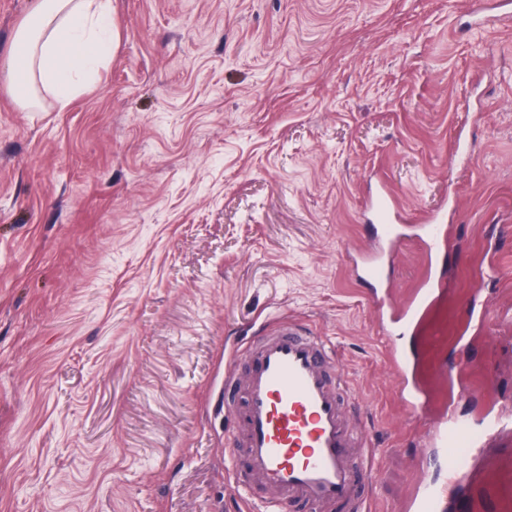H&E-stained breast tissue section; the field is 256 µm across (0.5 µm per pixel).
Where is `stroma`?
<instances>
[{
    "label": "stroma",
    "instance_id": "obj_1",
    "mask_svg": "<svg viewBox=\"0 0 512 512\" xmlns=\"http://www.w3.org/2000/svg\"><path fill=\"white\" fill-rule=\"evenodd\" d=\"M112 2L87 87L26 110L5 65L32 0H0V512H245L226 362L285 319L334 353L377 449L371 512H398L444 476L421 420L512 414V20L473 28L467 0ZM379 180L411 218L387 301L428 268L446 284L428 319L448 375L420 420L355 270ZM444 201L428 257L414 219ZM488 474L477 512H504L512 435Z\"/></svg>",
    "mask_w": 512,
    "mask_h": 512
}]
</instances>
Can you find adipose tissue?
Listing matches in <instances>:
<instances>
[{
    "label": "adipose tissue",
    "instance_id": "adipose-tissue-1",
    "mask_svg": "<svg viewBox=\"0 0 512 512\" xmlns=\"http://www.w3.org/2000/svg\"><path fill=\"white\" fill-rule=\"evenodd\" d=\"M112 0H34L9 49V86L26 106L37 87L67 104L111 49Z\"/></svg>",
    "mask_w": 512,
    "mask_h": 512
}]
</instances>
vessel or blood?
<instances>
[{"label":"vessel or blood","mask_w":512,"mask_h":512,"mask_svg":"<svg viewBox=\"0 0 512 512\" xmlns=\"http://www.w3.org/2000/svg\"><path fill=\"white\" fill-rule=\"evenodd\" d=\"M367 212L375 245L363 260L360 276L380 284L408 216L383 185L371 195ZM447 221L444 205L421 217L427 251L445 245ZM435 285L432 273H424L413 296L397 310L387 307L383 296H374L382 327L416 318ZM386 354L397 371L398 402L416 409L421 392L413 368L398 343L388 344ZM343 390L321 337L288 320L230 357L224 407L232 425L225 445L244 460L233 468L232 477L246 490H275L266 512H334L339 504L364 512L367 491L378 475L375 451L367 433L348 425ZM511 429L512 418L497 413L463 419L449 412L428 424L423 444L439 449L447 473L441 482L418 483L403 512H448L460 494L475 491L477 463L501 433Z\"/></svg>","instance_id":"1"}]
</instances>
